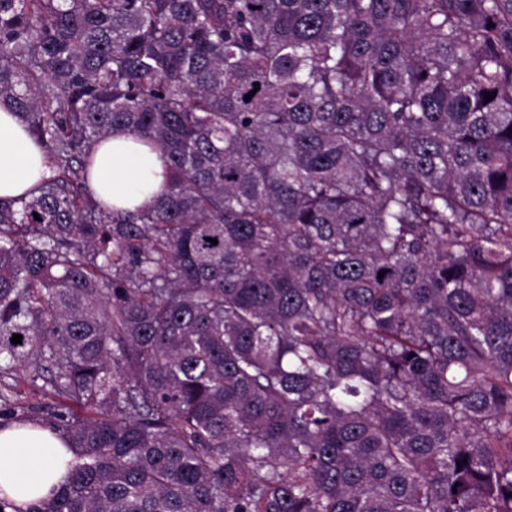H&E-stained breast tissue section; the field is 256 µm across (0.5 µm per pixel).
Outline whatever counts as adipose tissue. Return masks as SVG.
Masks as SVG:
<instances>
[{"label":"adipose tissue","instance_id":"ef3b65f1","mask_svg":"<svg viewBox=\"0 0 512 512\" xmlns=\"http://www.w3.org/2000/svg\"><path fill=\"white\" fill-rule=\"evenodd\" d=\"M47 173L43 146L15 110L0 105V198L31 195ZM163 183L159 151L140 139L117 132L96 146L89 187L103 207H145ZM76 457L68 437L53 425L20 419L0 424V498L22 512H44L66 484Z\"/></svg>","mask_w":512,"mask_h":512}]
</instances>
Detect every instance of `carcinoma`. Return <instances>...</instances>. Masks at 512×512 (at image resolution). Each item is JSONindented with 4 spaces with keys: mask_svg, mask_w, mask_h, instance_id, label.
I'll return each instance as SVG.
<instances>
[{
    "mask_svg": "<svg viewBox=\"0 0 512 512\" xmlns=\"http://www.w3.org/2000/svg\"><path fill=\"white\" fill-rule=\"evenodd\" d=\"M0 103L50 169L0 200L44 512H512V0H0ZM163 183L161 154L140 139L116 132L96 146L89 187L103 207L143 208L160 194Z\"/></svg>",
    "mask_w": 512,
    "mask_h": 512,
    "instance_id": "1",
    "label": "carcinoma"
}]
</instances>
